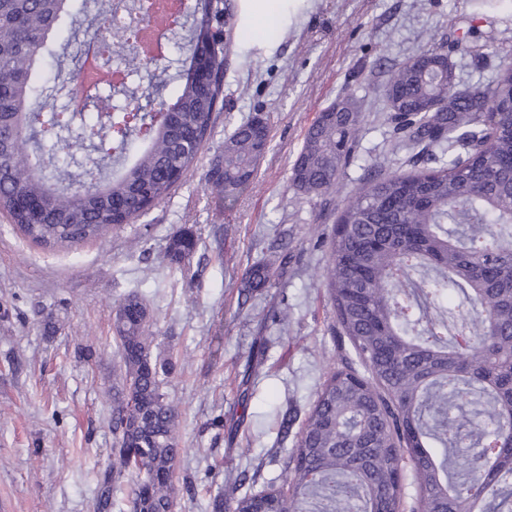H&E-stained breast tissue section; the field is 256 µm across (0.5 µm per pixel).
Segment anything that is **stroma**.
<instances>
[{"instance_id": "obj_1", "label": "stroma", "mask_w": 512, "mask_h": 512, "mask_svg": "<svg viewBox=\"0 0 512 512\" xmlns=\"http://www.w3.org/2000/svg\"><path fill=\"white\" fill-rule=\"evenodd\" d=\"M233 3L248 15L228 48L224 108L168 202L61 251L0 215V512H92L113 444L112 318L132 291L148 300L161 347L180 357L166 387L180 414L176 512H212L231 474L247 475L244 493L288 487L294 439L282 419L308 411L341 354L322 242L364 175L406 168L389 151L390 72L439 48L460 87L487 92L512 60V0H273L253 12ZM349 94L362 113L357 156L327 195L307 197L289 183L305 133ZM258 113L269 149L255 183L223 200L208 173L225 136ZM184 227L201 245L180 274L166 251ZM261 260L274 276L244 291L243 272ZM281 306L284 323L271 318Z\"/></svg>"}]
</instances>
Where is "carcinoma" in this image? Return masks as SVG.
<instances>
[{"label": "carcinoma", "mask_w": 512, "mask_h": 512, "mask_svg": "<svg viewBox=\"0 0 512 512\" xmlns=\"http://www.w3.org/2000/svg\"><path fill=\"white\" fill-rule=\"evenodd\" d=\"M115 0H0V213L33 243L72 250L129 224L171 197L211 137L224 103V32L242 18L226 0H190L185 18L160 26L186 32L171 62V99L153 112L139 98L115 105L106 60L155 55L134 41L137 16L115 26ZM92 33L103 72L91 88L96 117L64 138L68 112L42 113L44 57ZM210 46L211 80L195 74ZM388 112L416 153L411 170L363 180L337 212L325 276L336 324L354 354L322 383L288 458L291 492L273 486L225 497L213 512H401L405 477L418 492L410 512H512V62L488 93L463 90L444 54L423 50L396 67ZM361 113L348 95L320 113L291 172L299 192L328 193L356 149ZM91 163H71L84 142ZM269 145L253 118L224 138L211 173L230 199L247 187ZM38 202L34 218L14 208ZM201 239L190 228L169 239L182 272ZM270 269L246 271L260 288ZM468 306L454 335L429 313L448 292ZM112 331L118 385L112 388L111 463L99 474L94 512H170L179 490V412L166 392L174 364L157 352L152 313L136 294L117 305ZM135 476L123 504L112 489Z\"/></svg>", "instance_id": "carcinoma-1"}]
</instances>
